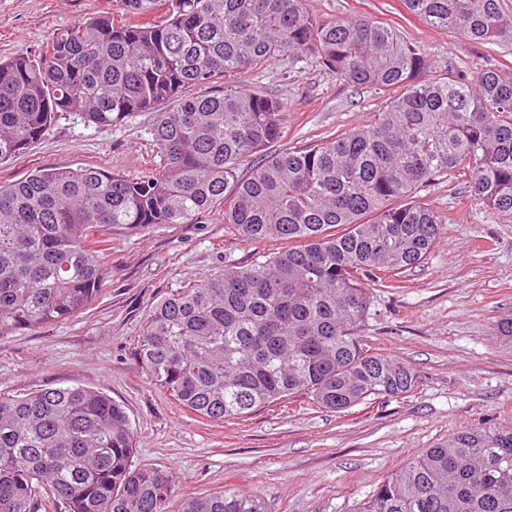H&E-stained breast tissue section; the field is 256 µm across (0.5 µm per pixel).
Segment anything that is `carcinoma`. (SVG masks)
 <instances>
[{
	"mask_svg": "<svg viewBox=\"0 0 512 512\" xmlns=\"http://www.w3.org/2000/svg\"><path fill=\"white\" fill-rule=\"evenodd\" d=\"M434 28L512 39L502 0H403ZM112 13L55 32L33 56L0 60V164L39 141L61 112L96 128L155 112L162 165L130 178L42 168L0 184V339L68 320L108 275L112 225L198 224L217 209L247 241L283 250L193 280L156 302L137 361L186 410L213 422L306 394L345 413L417 388L407 361L362 344L367 276L421 265L439 217L417 199L457 174L488 210L512 215V76L429 78L428 59L373 22L319 20L306 0H117ZM385 108L352 131L255 163L286 112L260 91L187 93L304 53ZM493 335L512 347V314ZM125 409L86 387L0 393V512H166L162 468L132 464ZM182 512H268L227 488ZM356 512H512V429L474 427L426 449Z\"/></svg>",
	"mask_w": 512,
	"mask_h": 512,
	"instance_id": "obj_1",
	"label": "carcinoma"
}]
</instances>
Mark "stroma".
<instances>
[{"label":"stroma","instance_id":"35a3bbf8","mask_svg":"<svg viewBox=\"0 0 512 512\" xmlns=\"http://www.w3.org/2000/svg\"><path fill=\"white\" fill-rule=\"evenodd\" d=\"M112 0H0V57L38 52L57 29L112 8ZM320 19H368L420 46L436 73L512 72V41L479 43L428 26L401 0H307ZM242 88L279 98L287 113L278 149L298 148L367 123L376 91L341 81L311 54L254 69ZM151 112L109 129L68 112L20 157L0 165V183L49 167L101 168L130 177L159 165ZM441 219L424 262L396 278L369 281L365 343L401 357L417 388L337 414L309 396L240 419L212 422L185 411L139 367L142 328L159 299L188 282L281 250L247 242L212 212L200 224L104 231L111 276L80 315L0 339V392L22 395L82 386L123 405L138 467L171 471L168 512L229 487L260 494L270 512H355L379 483L424 449L470 427L512 428V350L492 328L512 313V216L489 213L465 179L421 188Z\"/></svg>","mask_w":512,"mask_h":512}]
</instances>
